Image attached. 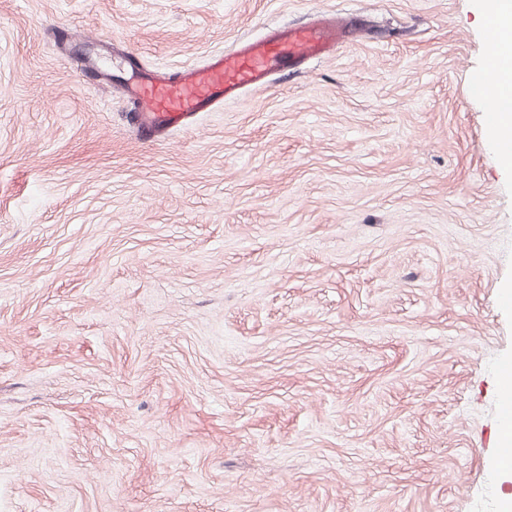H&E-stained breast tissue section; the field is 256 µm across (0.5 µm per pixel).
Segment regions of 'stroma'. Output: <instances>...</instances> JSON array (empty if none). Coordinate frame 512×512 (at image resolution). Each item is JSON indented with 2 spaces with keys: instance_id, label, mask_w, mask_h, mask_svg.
Instances as JSON below:
<instances>
[{
  "instance_id": "35a3bbf8",
  "label": "stroma",
  "mask_w": 512,
  "mask_h": 512,
  "mask_svg": "<svg viewBox=\"0 0 512 512\" xmlns=\"http://www.w3.org/2000/svg\"><path fill=\"white\" fill-rule=\"evenodd\" d=\"M319 10L358 36L128 125L113 48L169 75ZM489 51L479 0H0V512H497Z\"/></svg>"
}]
</instances>
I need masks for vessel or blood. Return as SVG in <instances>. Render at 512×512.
<instances>
[{"label":"vessel or blood","instance_id":"b4317fda","mask_svg":"<svg viewBox=\"0 0 512 512\" xmlns=\"http://www.w3.org/2000/svg\"><path fill=\"white\" fill-rule=\"evenodd\" d=\"M348 14L328 12L309 24L277 30L262 39L245 41L235 51L217 55L206 64L186 69L178 77H159L148 69L123 83L125 95L143 102L129 120L140 136L157 138L180 128L188 118L235 97L246 88L264 87L279 71H294L305 60L326 57L340 43L352 38ZM500 407L512 422V362L504 361Z\"/></svg>","mask_w":512,"mask_h":512}]
</instances>
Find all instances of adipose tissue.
<instances>
[{"label":"adipose tissue","mask_w":512,"mask_h":512,"mask_svg":"<svg viewBox=\"0 0 512 512\" xmlns=\"http://www.w3.org/2000/svg\"><path fill=\"white\" fill-rule=\"evenodd\" d=\"M481 13L499 33L491 43L488 69L497 77L499 95H512V0H482Z\"/></svg>","instance_id":"1"}]
</instances>
